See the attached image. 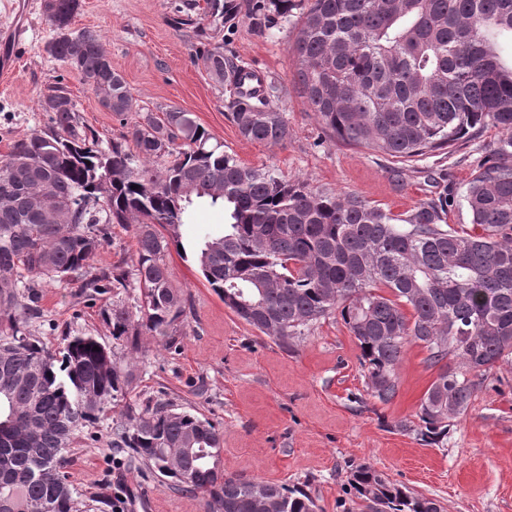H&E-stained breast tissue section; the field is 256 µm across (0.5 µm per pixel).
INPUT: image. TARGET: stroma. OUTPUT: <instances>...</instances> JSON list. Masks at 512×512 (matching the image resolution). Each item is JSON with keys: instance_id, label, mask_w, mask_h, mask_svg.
Returning <instances> with one entry per match:
<instances>
[{"instance_id": "1", "label": "stroma", "mask_w": 512, "mask_h": 512, "mask_svg": "<svg viewBox=\"0 0 512 512\" xmlns=\"http://www.w3.org/2000/svg\"><path fill=\"white\" fill-rule=\"evenodd\" d=\"M31 2L17 70L0 76V160L16 141L47 131L39 96L55 84L70 91L81 123L103 143L121 138L125 121L105 110L77 73L48 55L55 31L42 0ZM228 2L231 11L217 20L209 14V0H83L72 28L100 32L141 112L192 113L245 165L270 167L291 182L357 193L397 214L437 198L447 179L464 194L498 138L495 130L452 152L411 160L331 139L294 79L293 24L269 27L264 16L250 12V0ZM217 45L237 64L261 67L266 79L282 87L276 107L291 133L285 145L250 142L239 134L228 108L232 86L213 82L200 60ZM135 249V225H110L87 275L130 260ZM165 261L187 301L173 341L144 336L138 353H130L113 340L104 312L118 301L132 303L138 289L90 295L73 281H37L40 315L32 335L51 350L62 347L68 333L98 337L120 364L134 366L127 402L197 412L224 433L225 473L301 486L321 512H359L347 479L360 464L437 499L443 512H512V364L496 367L481 384L445 447L424 446L395 427L412 419L437 374L420 344L406 345L397 394L383 404L367 388L356 341L341 318L322 320L284 345L227 308L192 259L171 247ZM66 472L82 512H112V493L119 488L128 493L124 512H207L203 495L130 468L112 446L108 419L81 430L68 450Z\"/></svg>"}]
</instances>
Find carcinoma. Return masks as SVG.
<instances>
[{
	"mask_svg": "<svg viewBox=\"0 0 512 512\" xmlns=\"http://www.w3.org/2000/svg\"><path fill=\"white\" fill-rule=\"evenodd\" d=\"M82 0H54L56 37L48 54L78 73L101 105L136 111L112 69L101 36L70 25ZM295 0H255L270 23L288 22ZM295 82L330 137L396 158L451 149L486 127L500 133L466 188L473 229L447 224L455 191L406 215L351 192L288 182L250 167L188 112L139 116L121 140L100 146L80 126L75 101L50 87L39 103L43 134L18 141L0 161V512H79L64 452L75 431L117 407L130 372L96 337L69 336L60 355L28 331L37 299L24 274L69 281L100 250L111 224L137 225L132 258L140 296L106 312L112 338L136 349L140 336L169 337L186 303L164 261L193 207L224 210V230L205 234L193 258L224 305L283 343L333 314L359 348L372 397L398 388L406 343L438 367L415 420L395 427L440 447L484 378L512 363V64L496 37L512 35V0H304L295 23ZM218 85L240 66L220 46L201 57ZM275 82L230 102L240 135L265 145L290 138L274 103ZM112 158L110 187L98 183ZM124 264L103 268L83 288L126 287ZM98 350H93V347ZM112 447L128 462L208 495V512H318L313 497L286 486L220 471L223 435L189 410L126 406L112 419ZM350 491L377 512H442L373 467L350 472Z\"/></svg>",
	"mask_w": 512,
	"mask_h": 512,
	"instance_id": "carcinoma-1",
	"label": "carcinoma"
}]
</instances>
